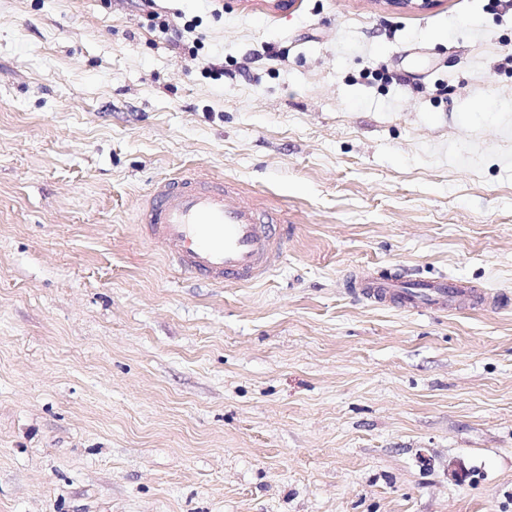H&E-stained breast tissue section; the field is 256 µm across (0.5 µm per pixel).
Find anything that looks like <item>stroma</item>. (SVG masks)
<instances>
[{"mask_svg": "<svg viewBox=\"0 0 512 512\" xmlns=\"http://www.w3.org/2000/svg\"><path fill=\"white\" fill-rule=\"evenodd\" d=\"M419 2L0 0V512H512V0ZM194 169L283 218L265 281L144 241ZM354 280L359 288H355L353 293L363 300L392 304L406 311L477 310L486 301L483 290L461 279L411 283L401 274L383 276L363 270L355 274Z\"/></svg>", "mask_w": 512, "mask_h": 512, "instance_id": "35a3bbf8", "label": "stroma"}]
</instances>
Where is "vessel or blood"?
Listing matches in <instances>:
<instances>
[{
  "label": "vessel or blood",
  "instance_id": "vessel-or-blood-1",
  "mask_svg": "<svg viewBox=\"0 0 512 512\" xmlns=\"http://www.w3.org/2000/svg\"><path fill=\"white\" fill-rule=\"evenodd\" d=\"M144 239L169 267L210 285L262 282L283 261L286 242L260 204L231 180L186 172L159 182L139 213ZM363 300L406 311L480 309L483 290L461 279L408 282L402 275L355 274Z\"/></svg>",
  "mask_w": 512,
  "mask_h": 512
}]
</instances>
